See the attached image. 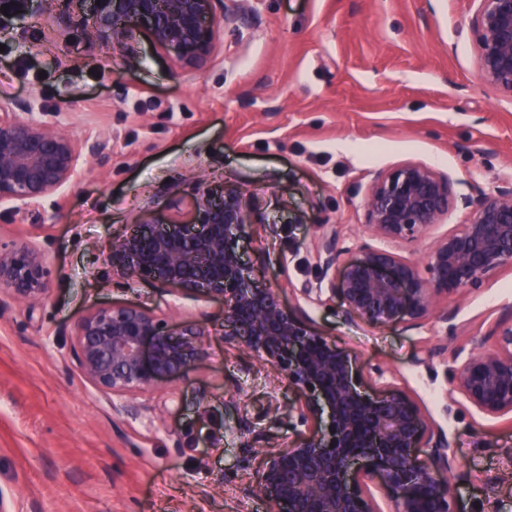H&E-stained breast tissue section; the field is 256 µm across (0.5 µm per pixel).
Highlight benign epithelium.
<instances>
[{"label":"benign epithelium","instance_id":"7a95c632","mask_svg":"<svg viewBox=\"0 0 512 512\" xmlns=\"http://www.w3.org/2000/svg\"><path fill=\"white\" fill-rule=\"evenodd\" d=\"M99 0L84 29L88 45L128 51L147 39L182 53L201 70L216 54L214 30L235 28L253 11L250 0ZM478 82L512 102V0H468ZM25 101L0 102V208H38L79 175L86 157L105 162L107 141L83 146L46 121L23 120ZM451 174L418 161L377 172L363 201L365 234L409 249L449 214L465 220L435 240L418 261L362 245L344 266L340 288H309L315 300L340 304L349 317L381 324L417 325L454 316L441 302L460 297L484 276L512 266V176L476 195L456 189ZM252 195L237 185L215 192L197 181L190 221L141 225L112 240V270L152 280L191 298H218L233 340L246 346L311 399L288 406L301 424L327 419L296 445L268 455L243 489L267 503V512H378L372 489L388 493L396 512H458L449 480L454 448L429 431L418 406L399 391L369 397L357 386L352 358L282 301L274 286L260 287L239 248L253 229ZM327 276L342 255L336 225H323L317 244ZM44 251L29 239H0V295L31 305L49 291ZM203 330L187 323L167 328L136 305L100 306L77 324L71 354L84 379L107 398L136 397L178 381L203 359ZM493 344L453 352V390L488 418H512V307L490 329ZM429 449L428 459L417 455Z\"/></svg>","mask_w":512,"mask_h":512}]
</instances>
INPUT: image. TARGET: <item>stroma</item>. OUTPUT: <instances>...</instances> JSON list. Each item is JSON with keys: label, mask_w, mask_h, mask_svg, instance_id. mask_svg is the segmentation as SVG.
I'll list each match as a JSON object with an SVG mask.
<instances>
[{"label": "stroma", "mask_w": 512, "mask_h": 512, "mask_svg": "<svg viewBox=\"0 0 512 512\" xmlns=\"http://www.w3.org/2000/svg\"><path fill=\"white\" fill-rule=\"evenodd\" d=\"M255 15L217 29L205 71L140 40L125 54L90 50L66 0L0 14V99L77 142L109 137L107 166L84 163L64 192L25 220L0 214V238L31 237L51 269L46 298L0 308V501L7 512H266L244 487L265 457L309 434L290 416L300 392L223 336L224 306L112 270L126 225L188 221L197 180L254 197L243 257L255 280L357 360L369 394L397 390L455 451L450 485L462 512H512V422L468 409L450 382L512 305V268L447 307L449 323L387 325L347 317L306 291L320 277L314 241L340 231L342 261L366 239L362 203L375 173L416 160L452 173L465 193L512 174V102L476 79L467 0H254ZM146 308L204 330L203 361L141 395L133 419L76 369L70 339L90 309Z\"/></svg>", "instance_id": "stroma-1"}]
</instances>
